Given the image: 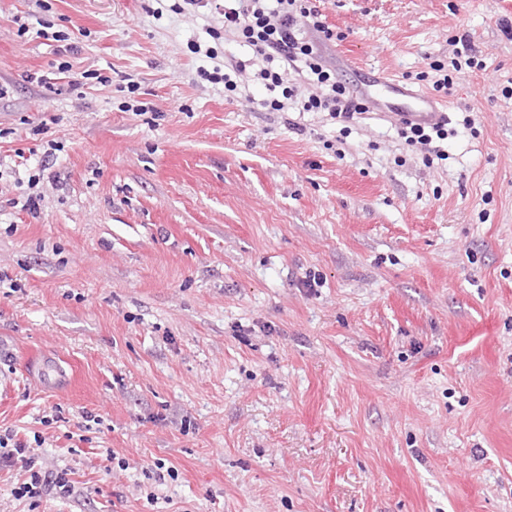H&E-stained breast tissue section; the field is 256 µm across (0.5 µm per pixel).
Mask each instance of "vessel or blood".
<instances>
[{"label":"vessel or blood","mask_w":512,"mask_h":512,"mask_svg":"<svg viewBox=\"0 0 512 512\" xmlns=\"http://www.w3.org/2000/svg\"><path fill=\"white\" fill-rule=\"evenodd\" d=\"M372 100L383 115L396 121L433 124L446 118L448 109L425 92L408 89L397 79L374 78Z\"/></svg>","instance_id":"1"}]
</instances>
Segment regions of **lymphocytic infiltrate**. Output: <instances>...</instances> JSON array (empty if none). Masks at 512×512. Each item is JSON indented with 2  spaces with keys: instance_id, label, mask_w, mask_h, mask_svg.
I'll return each mask as SVG.
<instances>
[{
  "instance_id": "1",
  "label": "lymphocytic infiltrate",
  "mask_w": 512,
  "mask_h": 512,
  "mask_svg": "<svg viewBox=\"0 0 512 512\" xmlns=\"http://www.w3.org/2000/svg\"><path fill=\"white\" fill-rule=\"evenodd\" d=\"M216 10L224 19L225 32L236 35L250 50L255 77L266 91L260 107L284 111L286 100L296 95V87L288 79L296 72L306 74L321 89L320 94L304 100L303 111L325 112L343 123L364 114L362 97L338 81L335 70L325 63L320 45L335 41L337 34L323 21L315 0H226ZM0 465L16 466L28 473V482L16 490L18 496H38L49 479L61 493L71 490L65 472L47 477L38 468L31 446L13 433L0 434Z\"/></svg>"
}]
</instances>
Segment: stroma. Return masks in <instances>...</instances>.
<instances>
[{
  "label": "stroma",
  "mask_w": 512,
  "mask_h": 512,
  "mask_svg": "<svg viewBox=\"0 0 512 512\" xmlns=\"http://www.w3.org/2000/svg\"><path fill=\"white\" fill-rule=\"evenodd\" d=\"M320 8L349 86L434 92L470 40L447 160L388 118L261 110L247 72L226 98L192 45L247 50L210 8L0 0V432L72 486L0 469V512H512V0ZM63 63L110 82L28 79ZM52 140L33 216L19 155Z\"/></svg>",
  "instance_id": "35a3bbf8"
}]
</instances>
